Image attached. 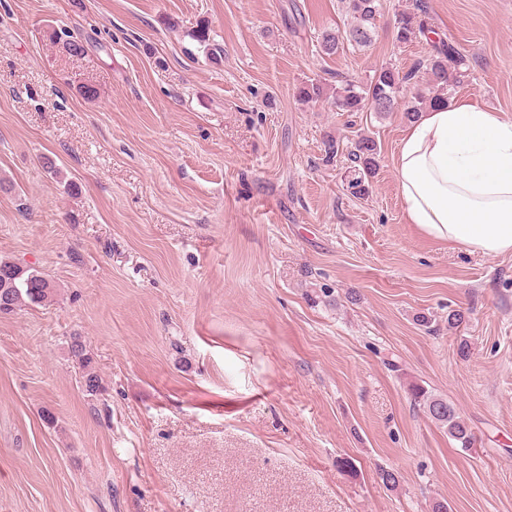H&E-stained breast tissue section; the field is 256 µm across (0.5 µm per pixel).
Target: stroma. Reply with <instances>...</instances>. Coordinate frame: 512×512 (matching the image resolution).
<instances>
[{
  "mask_svg": "<svg viewBox=\"0 0 512 512\" xmlns=\"http://www.w3.org/2000/svg\"><path fill=\"white\" fill-rule=\"evenodd\" d=\"M414 2L381 0L373 44L327 56L340 0H0V260L56 289L0 316V512H512V254L407 223L401 113L296 98L430 54L396 40ZM422 2L466 59L449 97L512 121V0ZM358 131L381 149L364 199L323 160ZM69 352L71 358L79 365L83 371L85 391L89 395H97L101 392V379L92 368L91 353L81 336H72L70 338ZM409 390L414 406L422 409L440 428H444L448 432V439L456 448L464 453L471 451L476 441L474 434L448 400L419 383L410 385Z\"/></svg>",
  "mask_w": 512,
  "mask_h": 512,
  "instance_id": "stroma-1",
  "label": "stroma"
}]
</instances>
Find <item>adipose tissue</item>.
I'll list each match as a JSON object with an SVG mask.
<instances>
[{"instance_id": "adipose-tissue-1", "label": "adipose tissue", "mask_w": 512, "mask_h": 512, "mask_svg": "<svg viewBox=\"0 0 512 512\" xmlns=\"http://www.w3.org/2000/svg\"><path fill=\"white\" fill-rule=\"evenodd\" d=\"M408 223L488 256L512 253V122L465 98L426 112L395 156Z\"/></svg>"}]
</instances>
